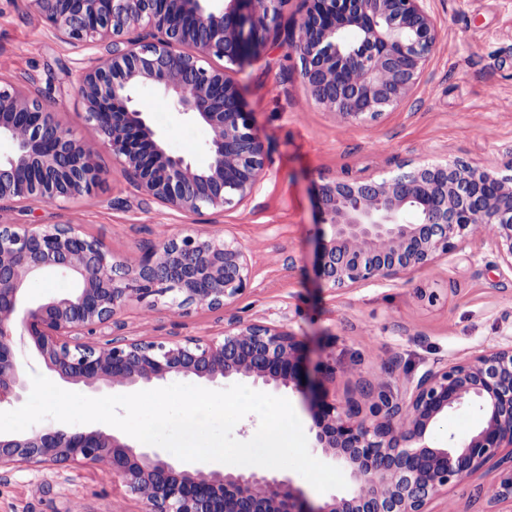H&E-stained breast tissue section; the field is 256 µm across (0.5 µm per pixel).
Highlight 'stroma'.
Here are the masks:
<instances>
[{
  "mask_svg": "<svg viewBox=\"0 0 512 512\" xmlns=\"http://www.w3.org/2000/svg\"><path fill=\"white\" fill-rule=\"evenodd\" d=\"M438 44L415 92L379 122H342L300 84L283 40L270 42L233 76L269 158L246 207L178 212L142 195L133 176L85 120L78 81L92 54L54 35L26 0H0V76L40 91L51 112L96 148L103 174L88 195L29 205L0 202L1 224H71L119 260H135L175 233L193 229L236 238L253 279L220 310L185 313L132 304L105 340L222 338L230 321H261L293 331L311 379L329 396L368 412L370 393H399L428 366L465 359L512 339V271L486 239L463 243L436 267L344 290L315 272L320 234L316 190L349 173L377 178L405 161L461 158L512 175V0H430ZM138 100L169 152L203 163L211 137L202 123L177 118L158 89ZM331 361L336 372L319 371ZM494 473H481L433 503V512H490ZM0 512H144L142 501L101 466L0 469Z\"/></svg>",
  "mask_w": 512,
  "mask_h": 512,
  "instance_id": "stroma-1",
  "label": "stroma"
}]
</instances>
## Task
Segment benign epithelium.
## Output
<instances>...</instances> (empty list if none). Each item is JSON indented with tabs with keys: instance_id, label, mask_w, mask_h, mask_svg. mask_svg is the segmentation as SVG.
Listing matches in <instances>:
<instances>
[{
	"instance_id": "1",
	"label": "benign epithelium",
	"mask_w": 512,
	"mask_h": 512,
	"mask_svg": "<svg viewBox=\"0 0 512 512\" xmlns=\"http://www.w3.org/2000/svg\"><path fill=\"white\" fill-rule=\"evenodd\" d=\"M306 2L284 42L319 106L341 121L375 122L414 93L437 44L427 0ZM285 3L31 0L58 37L107 45L80 81L87 121L141 193L191 212L246 205L266 174L263 144L229 65L254 59L277 38ZM213 59L223 65H211ZM147 86L161 89L177 114L211 128L205 164L165 149L136 99ZM2 141L10 151L0 154V200L74 198L100 180L96 150L77 140L41 96L1 80ZM400 168L391 178L347 176L318 188L326 230L317 271L325 286L352 288L432 268L468 237L489 239L512 270L511 175L462 159ZM48 271L68 275L75 288L27 303V282ZM250 281L245 249L226 237L190 230L128 262L71 224H1L0 405L20 402L28 390L20 347L35 350L60 381L92 392L236 376L299 392L302 342L281 326L239 321L209 340H90L130 304L215 310ZM464 405L480 413L478 430L431 446L438 418ZM314 408L316 447L348 476L345 490L318 507L289 478L178 462L161 448L98 429L0 434V468L102 465L146 512H429L448 487L491 466L498 471L494 499L512 503V342L432 365L396 396L379 390L366 416L326 392Z\"/></svg>"
}]
</instances>
